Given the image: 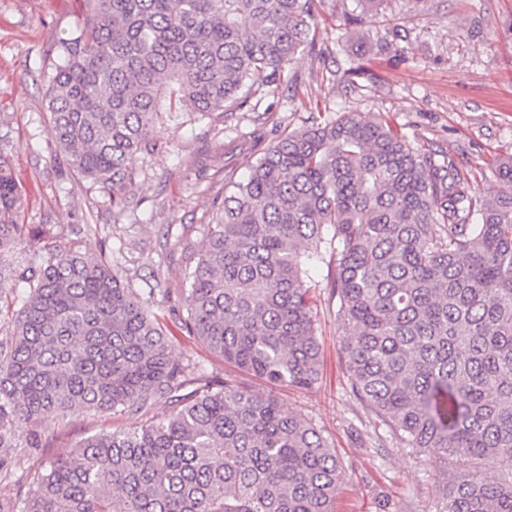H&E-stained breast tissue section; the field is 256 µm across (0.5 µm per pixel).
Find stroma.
Segmentation results:
<instances>
[{"instance_id":"stroma-1","label":"stroma","mask_w":512,"mask_h":512,"mask_svg":"<svg viewBox=\"0 0 512 512\" xmlns=\"http://www.w3.org/2000/svg\"><path fill=\"white\" fill-rule=\"evenodd\" d=\"M85 20L82 0H0V150L11 155L24 194L19 221L50 234L77 230L105 252L170 328L173 357L203 379L236 371L180 330L183 292L225 186L243 179L258 156L254 131L270 142L318 115L379 112L413 145L453 155L481 196L495 193L491 169L512 156V0H390L383 15L358 0H323L316 48L290 66L288 86L215 126L183 113L179 129L157 136L125 207L116 208L98 184L64 167L48 132L43 77L58 41ZM330 276L327 264H310L320 379L310 389H279L281 405L315 425L341 459L347 479L336 512H375L382 495L391 512H432L440 467L392 442L377 447L383 427L350 390ZM143 420L135 412L46 417L34 428L40 447L0 464V512L84 439Z\"/></svg>"}]
</instances>
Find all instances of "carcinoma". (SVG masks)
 Listing matches in <instances>:
<instances>
[{
    "mask_svg": "<svg viewBox=\"0 0 512 512\" xmlns=\"http://www.w3.org/2000/svg\"><path fill=\"white\" fill-rule=\"evenodd\" d=\"M321 0H83L45 77L49 135L71 171L125 201L164 121H220L275 94L311 48ZM475 194L459 163L379 113L281 134L224 191L181 329L263 381L205 382L105 254L36 243L0 152V292L25 284L0 342V458L43 416L167 414L85 439L13 512H336L344 467L278 387L319 380L305 266L336 257L352 394L403 448L442 466L434 512H512V158ZM496 464L488 476L483 462Z\"/></svg>",
    "mask_w": 512,
    "mask_h": 512,
    "instance_id": "cac0c4a2",
    "label": "carcinoma"
}]
</instances>
